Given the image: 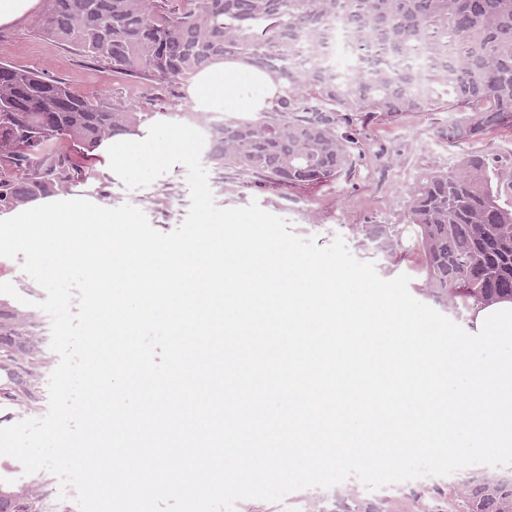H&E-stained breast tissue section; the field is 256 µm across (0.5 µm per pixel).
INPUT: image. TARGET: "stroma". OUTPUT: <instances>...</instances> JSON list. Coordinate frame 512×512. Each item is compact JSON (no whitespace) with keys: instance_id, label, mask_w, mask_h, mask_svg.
Listing matches in <instances>:
<instances>
[{"instance_id":"35a3bbf8","label":"stroma","mask_w":512,"mask_h":512,"mask_svg":"<svg viewBox=\"0 0 512 512\" xmlns=\"http://www.w3.org/2000/svg\"><path fill=\"white\" fill-rule=\"evenodd\" d=\"M0 63L64 80L85 96L113 101L128 97L126 79L114 73L110 65L39 36L31 21L10 29L0 28ZM430 97L431 106L396 122L375 119L366 123L357 117L351 120L358 148L365 154L354 178L298 188L273 184L257 188L245 177L222 182L213 179L209 186L214 201L222 208L258 202L263 210L287 220L293 232L304 231L316 238L318 245L342 237L351 254L374 263L382 278L404 273L412 282H419L413 240H406L405 251L394 263L361 247L356 228L362 224L400 223L416 176L432 165L452 168L467 152V145L451 146L438 137L439 130L448 125V113L436 108L435 103L447 101V88H435ZM108 204L142 206L153 227L171 232L190 209L187 171L184 166L175 165L150 185L136 189L113 181ZM447 488V478L423 477L396 484L394 499L386 501L381 491L367 490L358 478L351 477L329 489L310 487L292 492L277 502L242 500L236 504L235 512H308L314 501L326 512H373L381 503L387 512H434V490Z\"/></svg>"}]
</instances>
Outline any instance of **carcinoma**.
I'll return each mask as SVG.
<instances>
[{
  "label": "carcinoma",
  "mask_w": 512,
  "mask_h": 512,
  "mask_svg": "<svg viewBox=\"0 0 512 512\" xmlns=\"http://www.w3.org/2000/svg\"><path fill=\"white\" fill-rule=\"evenodd\" d=\"M344 11L358 41L376 40L422 57L426 81L446 87L453 145L512 129V0H45L37 21L44 37L112 65L132 86L168 93L214 60L245 57L273 73L284 96L263 117L206 129V156L219 177L231 171L260 187L332 183L356 171L354 137L337 126L352 112L369 121L422 111L428 99L386 69L345 82L315 68L278 61L302 40L320 42ZM133 105L73 92L66 82L0 64V211L110 179L93 168L94 151L115 134H133L154 117ZM403 225L363 224L357 233L390 242L396 257L412 229L427 298L458 307L512 297V156L465 154L450 170L416 177ZM34 317L0 304V336H26ZM468 512H512V494L489 487L448 505Z\"/></svg>",
  "instance_id": "obj_1"
}]
</instances>
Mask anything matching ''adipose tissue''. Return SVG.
<instances>
[{
	"mask_svg": "<svg viewBox=\"0 0 512 512\" xmlns=\"http://www.w3.org/2000/svg\"><path fill=\"white\" fill-rule=\"evenodd\" d=\"M186 93L198 112H218L238 120H257L283 94L274 74L240 59H224L196 72ZM199 134L191 126H172L158 115L135 136L104 138L97 149L98 166L110 178L145 176L171 158L195 154ZM404 300H390L384 331L399 336L410 354L447 358L436 379L450 393L444 408L435 410L434 433L447 438L444 448H426L415 439L412 407L401 405L392 428L396 444L388 457L398 460L427 453L434 461L464 460L471 446L485 457L512 459V300L471 303L462 330L447 337L420 331Z\"/></svg>",
	"mask_w": 512,
	"mask_h": 512,
	"instance_id": "1",
	"label": "adipose tissue"
}]
</instances>
